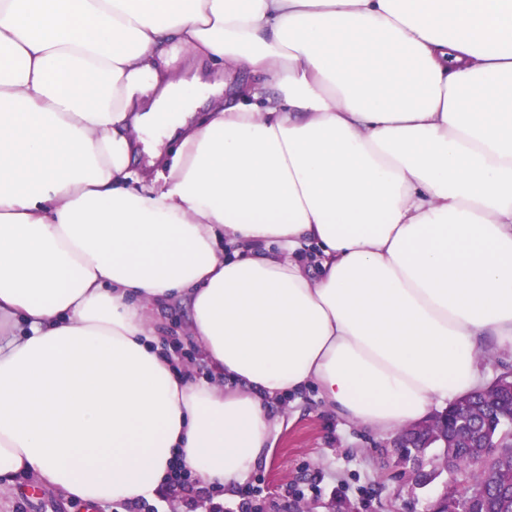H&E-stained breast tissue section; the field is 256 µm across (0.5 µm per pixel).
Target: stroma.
Instances as JSON below:
<instances>
[{
	"instance_id": "1",
	"label": "stroma",
	"mask_w": 512,
	"mask_h": 512,
	"mask_svg": "<svg viewBox=\"0 0 512 512\" xmlns=\"http://www.w3.org/2000/svg\"><path fill=\"white\" fill-rule=\"evenodd\" d=\"M273 446L233 488H217L223 512H428L447 481L408 484L396 464L391 435L351 424L324 406L315 390L273 402ZM73 501L27 475L0 491V512H74Z\"/></svg>"
}]
</instances>
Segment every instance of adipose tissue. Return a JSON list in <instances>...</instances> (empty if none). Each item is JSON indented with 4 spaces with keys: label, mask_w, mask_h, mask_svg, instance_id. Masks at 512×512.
Masks as SVG:
<instances>
[{
    "label": "adipose tissue",
    "mask_w": 512,
    "mask_h": 512,
    "mask_svg": "<svg viewBox=\"0 0 512 512\" xmlns=\"http://www.w3.org/2000/svg\"><path fill=\"white\" fill-rule=\"evenodd\" d=\"M180 300L210 378L151 317ZM489 348L512 0H0V482L230 487L269 402L393 435Z\"/></svg>",
    "instance_id": "ef3b65f1"
}]
</instances>
